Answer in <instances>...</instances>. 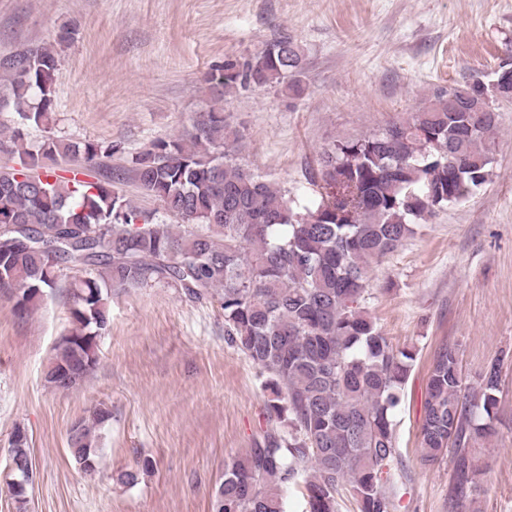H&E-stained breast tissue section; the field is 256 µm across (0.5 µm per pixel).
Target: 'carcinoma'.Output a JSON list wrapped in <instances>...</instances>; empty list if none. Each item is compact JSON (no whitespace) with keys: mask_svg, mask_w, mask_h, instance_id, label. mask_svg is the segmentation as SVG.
I'll return each instance as SVG.
<instances>
[{"mask_svg":"<svg viewBox=\"0 0 512 512\" xmlns=\"http://www.w3.org/2000/svg\"><path fill=\"white\" fill-rule=\"evenodd\" d=\"M57 52L51 45L0 58V110L17 119L0 138V294L24 315L79 264L73 328L54 348L45 380L86 378L98 362L114 288L164 283L193 299L218 298L224 335L260 370L270 431L263 443L224 468L210 512H286L284 489H304L309 512H393L398 453L394 418L415 352L395 347L360 299L372 262L415 233L420 220L468 198L490 175L497 108L470 95L480 80L437 93L407 118L324 150V193L299 209L275 183L237 163L243 135L224 112L230 90L285 82L301 91L303 59L279 36L242 63L212 67L205 83L214 105L188 139H156L131 159V179L164 210L203 230H177L139 209L107 161L110 142L45 137L35 149L25 132L46 128L53 110ZM499 363L463 382L458 351L434 354L419 429L418 459H448L452 512H469L477 490L472 449L495 435ZM110 413L80 423L69 452L96 470L92 429Z\"/></svg>","mask_w":512,"mask_h":512,"instance_id":"cac0c4a2","label":"carcinoma"}]
</instances>
